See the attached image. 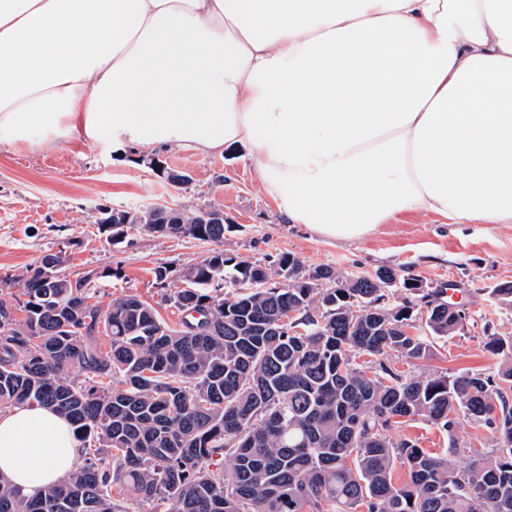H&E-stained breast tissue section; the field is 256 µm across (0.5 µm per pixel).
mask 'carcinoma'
<instances>
[{
  "mask_svg": "<svg viewBox=\"0 0 512 512\" xmlns=\"http://www.w3.org/2000/svg\"><path fill=\"white\" fill-rule=\"evenodd\" d=\"M177 214L142 227L221 242L224 225ZM66 263L34 267L24 300L0 298V410L50 408L83 445L66 481L27 498L0 481V512H512V336L486 337L497 373H412L429 337L454 334L465 312L440 300L414 315L413 291L384 269L347 278L315 271L291 253L265 265L219 251L191 266L172 297L171 326L135 296L108 309L88 303V272L56 276ZM24 312L21 321L15 311ZM298 315L281 325L274 320ZM418 322L417 332L404 327ZM362 355L370 364L357 362ZM119 386H114V381ZM421 419L469 453L448 457L395 439ZM490 430L497 451L460 448V421ZM214 468L203 467L206 461ZM409 479L397 483L395 463Z\"/></svg>",
  "mask_w": 512,
  "mask_h": 512,
  "instance_id": "obj_1",
  "label": "carcinoma"
}]
</instances>
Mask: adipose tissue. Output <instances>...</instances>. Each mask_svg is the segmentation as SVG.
Wrapping results in <instances>:
<instances>
[{"instance_id": "obj_1", "label": "adipose tissue", "mask_w": 512, "mask_h": 512, "mask_svg": "<svg viewBox=\"0 0 512 512\" xmlns=\"http://www.w3.org/2000/svg\"><path fill=\"white\" fill-rule=\"evenodd\" d=\"M0 137L117 155L246 148L286 223L337 241L405 212L512 224V0H0ZM80 442L0 411L27 496Z\"/></svg>"}]
</instances>
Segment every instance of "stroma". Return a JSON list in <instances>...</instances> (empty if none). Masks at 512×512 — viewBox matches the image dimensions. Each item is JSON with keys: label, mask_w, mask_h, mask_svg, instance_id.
Wrapping results in <instances>:
<instances>
[{"label": "stroma", "mask_w": 512, "mask_h": 512, "mask_svg": "<svg viewBox=\"0 0 512 512\" xmlns=\"http://www.w3.org/2000/svg\"><path fill=\"white\" fill-rule=\"evenodd\" d=\"M245 154L241 146L220 157L161 147L122 162L94 144L49 151L0 147V292L20 294L26 271L62 248L67 272H93V303L106 308L116 297L133 295L176 324L182 314L166 298L183 288V272L207 257L212 244L138 225L111 244L98 224L100 212L138 211L156 202L189 215L220 207L229 224L227 253L266 264L288 251L308 270L329 266L347 277L390 268L399 278L420 280L426 292H441L445 301L463 302V325L451 336L433 338L422 366L451 375L497 372L500 360L485 351L484 341L493 333L512 335V306L494 293L512 283V226L448 224L438 216L404 213L359 240L325 239L281 221ZM148 157L179 170L186 182L168 183L145 165ZM160 266L168 269L161 284L154 275Z\"/></svg>", "instance_id": "35a3bbf8"}]
</instances>
